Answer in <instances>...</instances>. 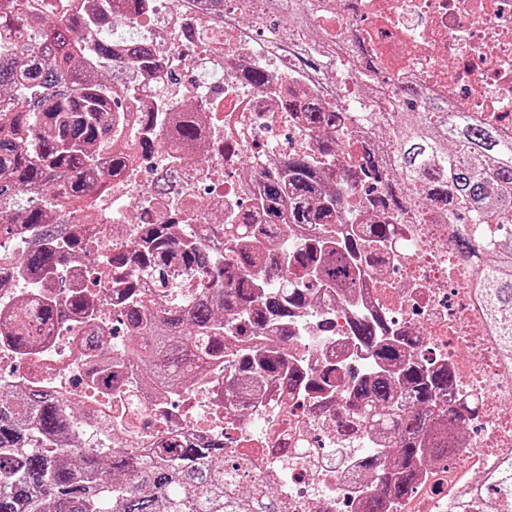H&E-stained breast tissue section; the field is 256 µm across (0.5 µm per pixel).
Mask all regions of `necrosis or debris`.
<instances>
[{"label": "necrosis or debris", "mask_w": 512, "mask_h": 512, "mask_svg": "<svg viewBox=\"0 0 512 512\" xmlns=\"http://www.w3.org/2000/svg\"><path fill=\"white\" fill-rule=\"evenodd\" d=\"M78 2L90 16L112 13V62L92 59L88 66L112 86L106 107L117 122L103 153L129 161L100 178L88 214L73 216L88 226L85 251L51 280L17 277L0 285V309L65 300L89 287L92 270L117 258L125 260L145 306L189 309L199 295L197 275L170 267L163 287L139 266L135 250L145 225H167L173 238L201 243L219 261L233 262L236 248L218 225L260 223L258 171L314 145L298 111L288 107L289 92L348 112L363 111L365 98L352 71L312 73L293 64L290 41L265 14L267 0H252L245 20L239 0H224L220 8L213 0H120L113 10L106 0ZM331 13L389 76L417 81L449 95L454 111L487 113L512 129V0H334ZM259 68L271 71L272 83H250ZM186 113L199 121V144L183 152L171 136L176 117ZM451 251L446 231L434 228L389 255L387 284L368 289L390 329L419 335L421 349L453 367L460 387L483 401L479 415L464 424L463 447L419 479L427 512H444L454 479L479 477L512 451V377L497 366L467 280L445 265ZM125 307V297L107 281L94 318L67 314L32 350L19 351L0 336V389L42 386L63 403L83 401L88 415L75 426L82 446L139 448L172 435L218 439L241 485L276 489L279 512H364L374 483L355 463L366 440L337 428L344 415L339 395L280 390L276 404L255 403L237 416L220 407V363L179 392L139 383L133 368L124 369L118 384L102 386L106 362L123 359L126 341L114 334L94 351L91 336L104 326L115 330ZM356 313L334 291L314 297L297 314L296 359L320 370L348 358L347 329ZM325 314L336 324L335 335L316 331Z\"/></svg>", "instance_id": "1"}]
</instances>
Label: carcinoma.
Segmentation results:
<instances>
[{
  "label": "carcinoma",
  "instance_id": "1",
  "mask_svg": "<svg viewBox=\"0 0 512 512\" xmlns=\"http://www.w3.org/2000/svg\"><path fill=\"white\" fill-rule=\"evenodd\" d=\"M288 17L298 32L311 21L302 3ZM85 24L83 13L66 12L45 27L32 0H0V235L38 239L21 266L0 263V275L43 279L62 269L66 251L86 245L84 229L62 216L94 189L102 168L99 145L112 130V113L85 59L89 52L107 58L112 39L101 32L88 50L73 46ZM306 58L353 69L374 98L362 116L388 126L390 140L357 146L349 113L304 106L302 120L318 134L317 155L293 151L279 169L260 172L264 223L223 225L224 238L238 245L233 264H219L202 245L175 242L164 224L147 225L138 245L143 267L162 274L179 256L200 278V296L184 315L132 304L128 362L150 384L176 391L229 347L260 341L233 354L237 363L224 375L229 409L244 395L265 400L273 386L330 394L343 362L319 373L303 367L290 354L293 312L322 288L357 301L379 253L407 242L402 225L413 222L444 225L458 253L473 261L469 283L501 365L512 367V138L490 115L452 112L448 98L416 82H389L350 35L332 40L323 33ZM197 135L193 120L175 123L179 143L189 146ZM345 148L353 153L343 171L351 193L370 195L386 185L371 204L388 217L369 216L357 198L324 190L336 178L329 165ZM338 224L349 228L338 233ZM296 225L305 232L286 257L293 279L270 284L272 251ZM251 268L257 277H243ZM85 309L77 294L66 305L52 301L8 314L0 332L26 351L40 342V326ZM348 336L368 360L344 391L352 415L341 426L379 440L372 452L384 461L385 490L366 512H393L414 494L420 465L448 456V425L475 413L481 399L460 389L448 395L453 371L428 361L418 337L388 332L375 313L360 312ZM84 415V407L69 408L44 389L0 395V512H276L273 489L244 493L238 476L224 471V445L169 437L106 453L66 446ZM448 512H512V459L448 502Z\"/></svg>",
  "mask_w": 512,
  "mask_h": 512
}]
</instances>
